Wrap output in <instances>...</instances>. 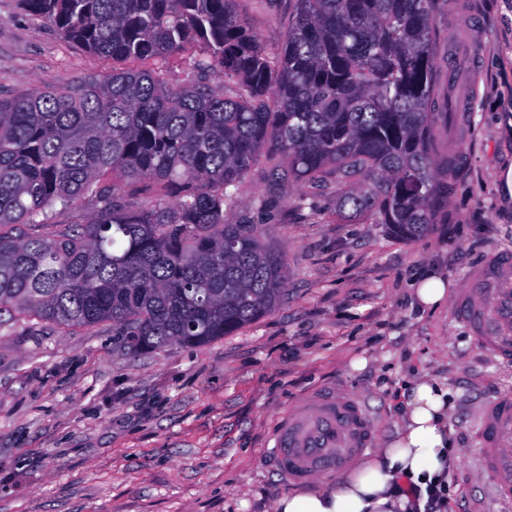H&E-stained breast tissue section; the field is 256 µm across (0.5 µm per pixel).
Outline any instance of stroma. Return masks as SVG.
<instances>
[{
  "instance_id": "35a3bbf8",
  "label": "stroma",
  "mask_w": 512,
  "mask_h": 512,
  "mask_svg": "<svg viewBox=\"0 0 512 512\" xmlns=\"http://www.w3.org/2000/svg\"><path fill=\"white\" fill-rule=\"evenodd\" d=\"M269 53L290 0H239ZM435 167L450 206L413 242L336 209V185L269 187L255 166L237 211L286 256L281 304L203 346L131 353L110 327L0 324V512H274L289 488L266 457L280 417L322 388L351 392L394 435L408 384L448 387L456 462L447 512H502L473 472V420L512 386L452 304L420 307L427 269L458 288L512 247V0H437ZM19 0H0V97L105 74ZM459 148L454 171L444 159ZM365 359L364 368L351 363Z\"/></svg>"
}]
</instances>
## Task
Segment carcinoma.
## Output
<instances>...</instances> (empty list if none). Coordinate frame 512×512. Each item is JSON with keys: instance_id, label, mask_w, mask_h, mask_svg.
<instances>
[{"instance_id": "obj_1", "label": "carcinoma", "mask_w": 512, "mask_h": 512, "mask_svg": "<svg viewBox=\"0 0 512 512\" xmlns=\"http://www.w3.org/2000/svg\"><path fill=\"white\" fill-rule=\"evenodd\" d=\"M112 62L0 98V315L112 327L138 353L201 346L274 310L288 266L227 220L250 169L336 182L401 241L448 204L434 168L435 0H294L271 57L238 0H20ZM182 61L170 84L156 68ZM86 201L82 222H53Z\"/></svg>"}]
</instances>
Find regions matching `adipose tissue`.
Instances as JSON below:
<instances>
[{
  "label": "adipose tissue",
  "mask_w": 512,
  "mask_h": 512,
  "mask_svg": "<svg viewBox=\"0 0 512 512\" xmlns=\"http://www.w3.org/2000/svg\"><path fill=\"white\" fill-rule=\"evenodd\" d=\"M448 425V389L421 379L410 386L402 424L385 448L336 487L292 492L275 512H419L407 483L447 479L455 462Z\"/></svg>",
  "instance_id": "obj_1"
}]
</instances>
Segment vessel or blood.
Here are the masks:
<instances>
[{
	"mask_svg": "<svg viewBox=\"0 0 512 512\" xmlns=\"http://www.w3.org/2000/svg\"><path fill=\"white\" fill-rule=\"evenodd\" d=\"M454 305L474 343L500 363L512 364V249L495 251L457 288ZM475 434L477 471L488 478L487 493L512 512V388L499 390L481 406ZM378 427L363 401L324 389L306 396L282 417L266 454L289 486L345 472L371 452Z\"/></svg>",
	"mask_w": 512,
	"mask_h": 512,
	"instance_id": "obj_1",
	"label": "vessel or blood"
}]
</instances>
